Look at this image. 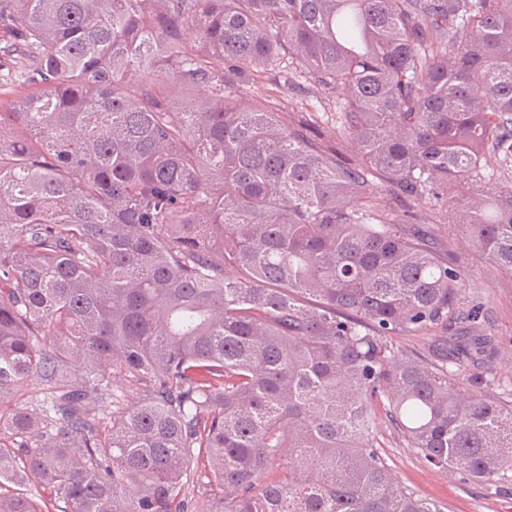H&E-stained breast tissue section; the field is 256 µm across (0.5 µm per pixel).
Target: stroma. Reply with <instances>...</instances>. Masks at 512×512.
Wrapping results in <instances>:
<instances>
[{
  "mask_svg": "<svg viewBox=\"0 0 512 512\" xmlns=\"http://www.w3.org/2000/svg\"><path fill=\"white\" fill-rule=\"evenodd\" d=\"M230 92L246 103L276 93L279 116L285 125L317 122L324 132L323 150L337 161H355L354 149L334 132L343 100L341 91L313 85L308 78L289 73L280 65L252 82L231 87ZM379 203L392 222L417 225L441 251L458 257L464 270L463 294L474 307L477 325L483 334L491 336L495 348L487 369L463 373L462 378L470 384L474 397L493 396L501 405L511 407L512 274L501 273L477 258L447 209L386 193L381 194ZM467 328L466 319L452 318L443 327L394 336L393 345L431 363L443 339L464 336ZM376 439L398 480L416 495L443 504L445 512H512V473L484 483L430 465L416 449L407 446L387 407L381 404L376 407Z\"/></svg>",
  "mask_w": 512,
  "mask_h": 512,
  "instance_id": "obj_1",
  "label": "stroma"
}]
</instances>
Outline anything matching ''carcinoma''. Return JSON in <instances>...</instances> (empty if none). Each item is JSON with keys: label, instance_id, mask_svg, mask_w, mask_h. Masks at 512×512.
I'll return each mask as SVG.
<instances>
[{"label": "carcinoma", "instance_id": "obj_1", "mask_svg": "<svg viewBox=\"0 0 512 512\" xmlns=\"http://www.w3.org/2000/svg\"><path fill=\"white\" fill-rule=\"evenodd\" d=\"M284 55L343 92L357 163L224 92ZM6 88L0 512H191L195 448L213 512H444L377 451L379 399L429 463L512 470V408L457 378L487 337L393 347L459 311L462 269L371 191L512 273V188L465 191L512 156V0H0ZM116 374L144 390L105 422Z\"/></svg>", "mask_w": 512, "mask_h": 512}]
</instances>
